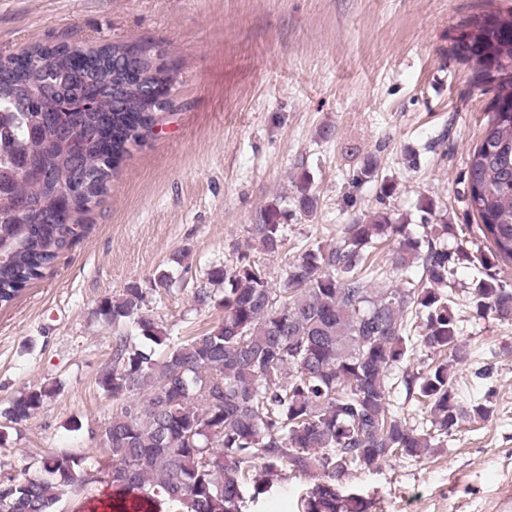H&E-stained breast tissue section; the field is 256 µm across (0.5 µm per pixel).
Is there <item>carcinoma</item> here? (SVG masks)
<instances>
[{
	"mask_svg": "<svg viewBox=\"0 0 512 512\" xmlns=\"http://www.w3.org/2000/svg\"><path fill=\"white\" fill-rule=\"evenodd\" d=\"M451 53L471 66L477 83L493 92L480 142L469 152L465 195L481 236L490 243L476 256L460 243H441L450 226H436L432 201L416 208L428 232L407 235L391 214L379 212L344 228L332 245L306 249L285 276L271 283L261 257H274L285 241V211L270 202L249 225V249L231 264L212 265L195 288L200 307L219 302L224 318L212 329L173 343L163 326L144 312L147 289L128 284L105 299L100 314L112 326L132 323L137 335H119L112 368L101 386L116 402L112 419L99 432L112 454V493L129 500L166 503L172 512H247L283 467L318 474L304 512H368L370 503L343 494L353 472L397 458L421 459L461 423L486 421L488 400L461 403L455 368L469 359L453 308L458 269L477 271L472 303L501 322L512 321V289L489 270L512 266V10H486L461 25ZM87 58L79 71L69 59ZM156 46L122 42L86 49L76 44L46 46L10 59L0 69V304L14 301L69 242L74 217L105 194L117 162L141 143L135 128L157 124L173 105L176 72L159 63ZM94 75L100 83L92 112L47 113L52 97L82 91ZM166 90L164 102L145 112L149 87ZM112 124V155L89 150L79 165L88 175L72 200L58 195L69 182L73 160L60 145V130L74 122ZM37 176L21 179L27 162ZM296 203L306 216L318 199L307 175L297 185ZM398 239V269L421 264L414 288H374L370 256L384 237ZM224 284L221 300L211 286ZM423 321L420 346L444 353L402 383L429 426L414 428L391 410V370L410 353L408 315ZM49 390L20 393L0 409L15 427L38 410ZM99 461L67 451L43 458L40 472L19 480L0 475V512H58L62 488L72 474L87 480L79 495L99 482ZM261 475H256L257 470Z\"/></svg>",
	"mask_w": 512,
	"mask_h": 512,
	"instance_id": "carcinoma-1",
	"label": "carcinoma"
}]
</instances>
